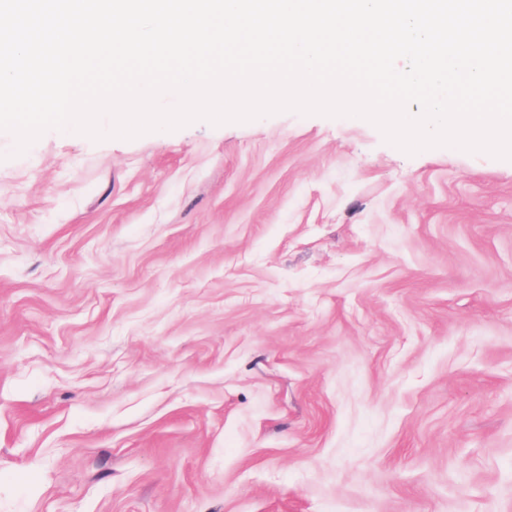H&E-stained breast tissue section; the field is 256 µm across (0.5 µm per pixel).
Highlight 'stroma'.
<instances>
[{"instance_id": "stroma-1", "label": "stroma", "mask_w": 512, "mask_h": 512, "mask_svg": "<svg viewBox=\"0 0 512 512\" xmlns=\"http://www.w3.org/2000/svg\"><path fill=\"white\" fill-rule=\"evenodd\" d=\"M0 132V512H512V161L282 112Z\"/></svg>"}]
</instances>
